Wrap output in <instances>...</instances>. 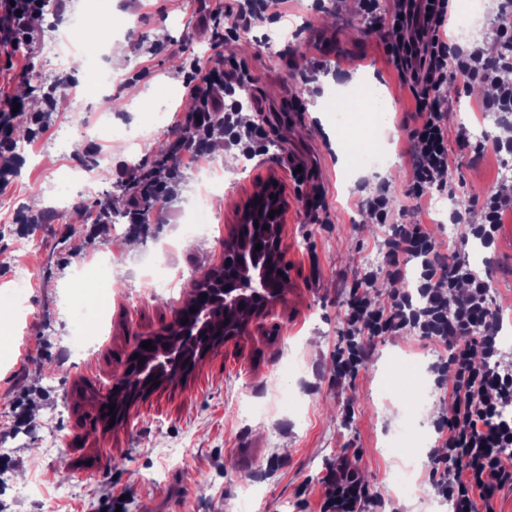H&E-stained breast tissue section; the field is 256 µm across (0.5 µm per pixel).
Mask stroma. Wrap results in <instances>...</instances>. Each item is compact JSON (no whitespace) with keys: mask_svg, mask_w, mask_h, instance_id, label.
I'll return each mask as SVG.
<instances>
[{"mask_svg":"<svg viewBox=\"0 0 512 512\" xmlns=\"http://www.w3.org/2000/svg\"><path fill=\"white\" fill-rule=\"evenodd\" d=\"M228 0H108L121 29L113 42L124 54L121 70L107 72L92 25L76 31L86 74L51 71L48 45L62 21L84 10V0L58 7L46 0L30 21L34 42L0 52V92L17 96L26 88L24 114L14 121V145L21 151L0 194L23 204L27 222L0 235V296L13 308L0 319V512H319L324 477L337 454H358L361 476L383 502V512H449L433 488L429 456L438 441L432 423L423 427V445L386 448L385 431L404 427L402 408L410 399L416 370H427L424 402L448 403L432 368L448 349L436 339L410 331L376 340L374 354L356 377L339 378L332 361L345 339L344 313L355 273H377L376 306H388L383 243L388 224L372 223L361 197L379 185L393 193L395 219L422 223L440 249L470 254L464 225L436 223L430 205L410 206L412 158L408 133L414 103L402 86L388 53L392 0H379L377 17L360 12L358 0H289L288 22L296 38L283 39L284 25L256 19L250 31L227 46L211 39L205 17L223 13ZM234 56L252 80L247 93L256 105L254 121L274 133L267 152L250 156L243 145L211 144L197 161L184 160L177 173L160 167L163 150L181 135L177 124L190 111L182 85L186 61L210 69ZM110 73L112 85L88 112L70 108L77 88ZM358 80L392 112L355 114L315 111L327 98L325 78ZM73 88L49 110L45 91L54 82ZM452 119L447 124L450 178L459 195L480 198L503 176L494 152L458 143L459 128L483 119L476 85L449 81L442 90ZM123 111H114V104ZM112 125L109 140L95 130ZM68 130L73 153L53 149L59 130ZM141 144L130 150L128 135ZM344 156H337L333 137ZM108 152L112 163L93 168ZM389 152L394 162L371 169L364 157ZM89 170L87 182L63 184L58 174L70 166ZM156 172L169 193L152 207L138 230L118 232L95 223L98 202L112 195L127 213V187L137 174ZM288 193L283 219L285 285L271 315L251 321L243 336L199 361L191 373L160 387L111 423L98 416V399L125 370L141 336L171 323L196 279L224 258V240L236 225V211L268 176ZM201 209L212 227L200 235L185 214ZM17 237L33 239L25 258L30 268L24 288L14 286ZM111 254L107 272L114 288L109 330L97 347L76 363L63 359L74 341L72 268L74 255H88V242ZM477 273L491 284L502 311V332L512 335V222L503 225L495 246L486 250ZM177 276L173 293L153 292L162 274ZM67 410L58 445L41 438L57 404ZM353 416L342 420L340 405ZM185 443L176 456L165 441ZM410 474L413 492L395 483Z\"/></svg>","mask_w":512,"mask_h":512,"instance_id":"1","label":"stroma"}]
</instances>
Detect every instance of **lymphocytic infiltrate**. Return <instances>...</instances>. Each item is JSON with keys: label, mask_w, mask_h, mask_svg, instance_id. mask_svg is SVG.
I'll return each instance as SVG.
<instances>
[{"label": "lymphocytic infiltrate", "mask_w": 512, "mask_h": 512, "mask_svg": "<svg viewBox=\"0 0 512 512\" xmlns=\"http://www.w3.org/2000/svg\"><path fill=\"white\" fill-rule=\"evenodd\" d=\"M286 0H237L224 9L222 27L214 39L232 45L250 30L260 12L270 19L284 16ZM450 0H395L392 22L394 41L389 48L415 104L417 126L408 140L412 169L408 197L422 200L432 191L457 199V223L484 246L495 245L505 214H512V180L499 181L479 205L458 199L457 188L447 180L449 168L447 103L441 94L449 77L491 88L482 99L485 111L512 112V0H502L503 19L496 28L500 51L486 56L480 47L449 45L447 25ZM45 0H0V11L12 16L13 26L0 37V47L16 48L33 38L31 19L40 14ZM183 86L196 107L182 123L190 138L178 142L177 152L195 157L205 154L216 128L234 138H246L258 146L270 133L260 123L239 126L237 106L231 98L245 86L244 76L232 61L203 69L190 62L184 69ZM389 190L364 199L363 204L379 224H395ZM481 220L471 223L472 209ZM388 241L386 275L398 289L389 307H373L369 294L376 275L360 273L352 287L353 299L345 314L347 342L336 355V372L356 376L370 350V340L393 336L406 329L419 336L447 342L450 352L437 368L450 374L451 410L434 423L438 448L431 458L438 479V494L448 498L453 512H494L492 498L503 489L512 490V416L503 409L512 403V371L492 364L502 313L491 298L489 282L480 277L459 252L441 253L425 225L395 224ZM417 259L422 271L415 290L405 289V268ZM423 305L412 308V294ZM383 502L371 493L360 475L357 456H337L325 480L320 512H379Z\"/></svg>", "instance_id": "lymphocytic-infiltrate-1"}]
</instances>
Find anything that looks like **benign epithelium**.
<instances>
[{
    "instance_id": "7a95c632",
    "label": "benign epithelium",
    "mask_w": 512,
    "mask_h": 512,
    "mask_svg": "<svg viewBox=\"0 0 512 512\" xmlns=\"http://www.w3.org/2000/svg\"><path fill=\"white\" fill-rule=\"evenodd\" d=\"M273 182L275 178H269L240 213L238 223L247 225L246 230L224 239V259L230 260L229 265L214 267L193 283L191 307L196 312L179 310L161 332L160 342L152 336L141 338L151 342V349L136 347L130 355L136 367H128L104 399L118 415L127 416L133 405L157 390L154 382L162 386L179 373V366L170 359L172 352L180 351L188 363L197 361L243 335L242 317L260 315L282 301L284 280L278 271L283 268L282 216L288 209V195L283 185ZM271 210L275 211L272 218L268 217Z\"/></svg>"
}]
</instances>
